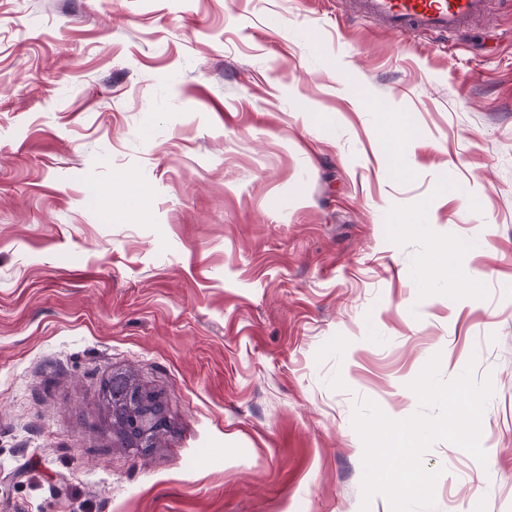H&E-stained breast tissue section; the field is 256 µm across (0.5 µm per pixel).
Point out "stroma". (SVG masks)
Here are the masks:
<instances>
[{
    "label": "stroma",
    "instance_id": "obj_1",
    "mask_svg": "<svg viewBox=\"0 0 512 512\" xmlns=\"http://www.w3.org/2000/svg\"><path fill=\"white\" fill-rule=\"evenodd\" d=\"M473 281L434 275L447 256ZM491 380L512 512V0L400 36L345 0H0V512H360L357 401ZM131 370L173 430L137 455ZM129 378L121 393L111 394L109 389L102 392V403L113 434L124 438L129 437L131 447L138 448L143 453L150 448H156V437L171 430V420L167 405L162 404V397L153 396L152 403L158 404L154 414L141 412L144 405L149 403L147 388L137 378Z\"/></svg>",
    "mask_w": 512,
    "mask_h": 512
}]
</instances>
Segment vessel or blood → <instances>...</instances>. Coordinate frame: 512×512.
Listing matches in <instances>:
<instances>
[{
    "instance_id": "vessel-or-blood-1",
    "label": "vessel or blood",
    "mask_w": 512,
    "mask_h": 512,
    "mask_svg": "<svg viewBox=\"0 0 512 512\" xmlns=\"http://www.w3.org/2000/svg\"><path fill=\"white\" fill-rule=\"evenodd\" d=\"M487 8L488 0H355L358 17L403 34L457 32Z\"/></svg>"
}]
</instances>
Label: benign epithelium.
<instances>
[{
  "instance_id": "benign-epithelium-1",
  "label": "benign epithelium",
  "mask_w": 512,
  "mask_h": 512,
  "mask_svg": "<svg viewBox=\"0 0 512 512\" xmlns=\"http://www.w3.org/2000/svg\"><path fill=\"white\" fill-rule=\"evenodd\" d=\"M147 388L137 379L129 378L121 393L113 395L109 390L102 392V403L113 434L129 437L131 447L143 453L153 447L156 437L171 430V420L163 398H154L158 407L153 414L141 412L148 403Z\"/></svg>"
}]
</instances>
